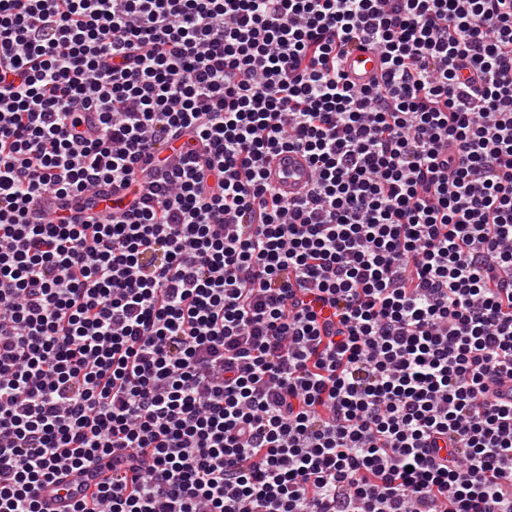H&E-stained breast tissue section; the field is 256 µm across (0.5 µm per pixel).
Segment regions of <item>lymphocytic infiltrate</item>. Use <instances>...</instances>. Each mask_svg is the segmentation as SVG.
<instances>
[{
	"instance_id": "lymphocytic-infiltrate-1",
	"label": "lymphocytic infiltrate",
	"mask_w": 512,
	"mask_h": 512,
	"mask_svg": "<svg viewBox=\"0 0 512 512\" xmlns=\"http://www.w3.org/2000/svg\"><path fill=\"white\" fill-rule=\"evenodd\" d=\"M505 377L512 0H0V512H512ZM383 67L380 57L367 48L355 47L344 59L343 69L357 86L370 84ZM267 170L268 181L285 199L298 197L313 177L311 164L301 151H285L272 156Z\"/></svg>"
}]
</instances>
